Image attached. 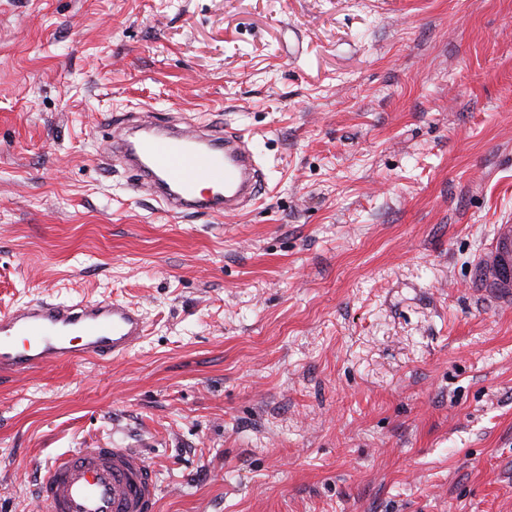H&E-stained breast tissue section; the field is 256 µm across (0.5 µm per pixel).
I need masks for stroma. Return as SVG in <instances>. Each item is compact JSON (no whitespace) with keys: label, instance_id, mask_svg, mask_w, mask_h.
<instances>
[{"label":"stroma","instance_id":"obj_1","mask_svg":"<svg viewBox=\"0 0 512 512\" xmlns=\"http://www.w3.org/2000/svg\"><path fill=\"white\" fill-rule=\"evenodd\" d=\"M267 188L177 217L95 160L138 107ZM512 0H0V313L125 301L128 354L0 378V512L138 448L159 512H512ZM499 240H503L507 243L506 249L502 250L496 247V249L486 258L484 264V275L487 280L491 283L500 282L501 279L509 281L505 286L506 288H497L503 292H510L512 288V226L505 224L502 227V232ZM511 248V253H510ZM504 277L503 273L506 275Z\"/></svg>","mask_w":512,"mask_h":512}]
</instances>
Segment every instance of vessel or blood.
<instances>
[{
    "label": "vessel or blood",
    "instance_id": "obj_1",
    "mask_svg": "<svg viewBox=\"0 0 512 512\" xmlns=\"http://www.w3.org/2000/svg\"><path fill=\"white\" fill-rule=\"evenodd\" d=\"M96 159L121 163L132 189H147L167 210L183 216L243 211L262 191L259 159L241 130L226 124L180 127L153 113L135 124L107 120ZM484 264L492 282H512V226ZM146 332L142 312L118 300H37L0 314V373L94 357H118ZM37 498L49 512H158L153 469L137 448H84L54 457L39 475Z\"/></svg>",
    "mask_w": 512,
    "mask_h": 512
}]
</instances>
